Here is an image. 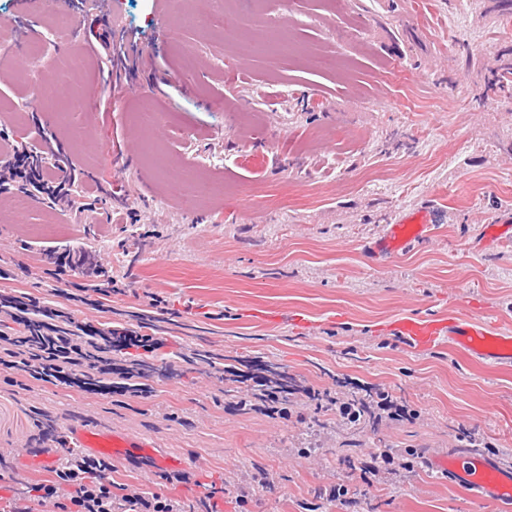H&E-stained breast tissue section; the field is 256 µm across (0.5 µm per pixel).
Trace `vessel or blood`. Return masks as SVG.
Masks as SVG:
<instances>
[{"label":"vessel or blood","mask_w":512,"mask_h":512,"mask_svg":"<svg viewBox=\"0 0 512 512\" xmlns=\"http://www.w3.org/2000/svg\"><path fill=\"white\" fill-rule=\"evenodd\" d=\"M427 229L424 213L402 217L398 223L387 226L371 249L377 254L394 253L423 237ZM392 329L405 344L418 350L432 351L451 343L474 358L499 366H512V334L475 317L411 315L398 319ZM65 438L84 453L107 458L114 464L147 461V476L175 474L189 487L195 485L202 471L200 458L184 461L167 456L157 451L153 440L136 432L104 431L83 421H73L65 428ZM0 456L24 460L41 472L55 470L61 463L60 452L50 448L36 452L8 448L0 451ZM427 462L512 512L511 462L484 459L475 448L454 455H431Z\"/></svg>","instance_id":"b4317fda"}]
</instances>
